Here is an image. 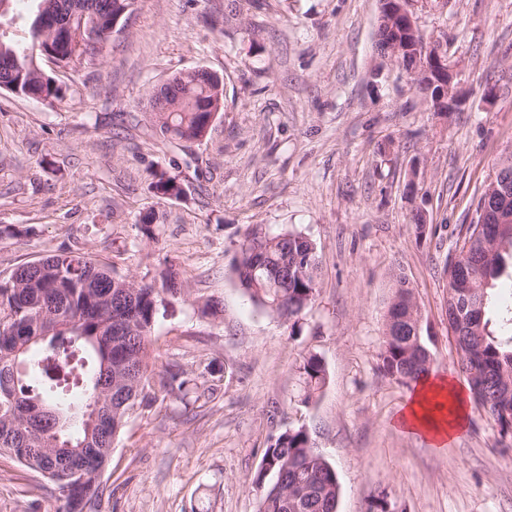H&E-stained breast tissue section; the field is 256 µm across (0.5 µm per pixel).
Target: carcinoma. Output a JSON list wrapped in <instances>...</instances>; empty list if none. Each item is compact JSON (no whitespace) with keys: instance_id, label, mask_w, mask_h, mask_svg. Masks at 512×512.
I'll list each match as a JSON object with an SVG mask.
<instances>
[{"instance_id":"obj_1","label":"carcinoma","mask_w":512,"mask_h":512,"mask_svg":"<svg viewBox=\"0 0 512 512\" xmlns=\"http://www.w3.org/2000/svg\"><path fill=\"white\" fill-rule=\"evenodd\" d=\"M92 11L85 24L112 26V14L124 0H82ZM32 19L30 42L19 47L0 29V57L5 59L0 80L16 95H37L51 103L60 97L59 76L46 70L38 75L33 60L43 51L57 55L62 67L83 63L70 46L49 42ZM403 64L417 72L416 86L437 112L448 111L431 89L436 79L428 58L415 49L401 54ZM164 91L168 108L150 113L156 133L171 144L187 145L208 131L212 113L205 111L216 85L192 72L172 76ZM150 188L161 200L180 199L185 184L176 174L151 173ZM483 191L454 253L448 256V299L458 298L461 319L450 324L457 352L467 373L472 399L494 419L503 435L512 434V334L489 330L487 312L497 301L496 281L508 274L512 260V223H499L494 205ZM319 262L314 243L294 231L253 226L239 246L233 271L249 299L290 327L315 297ZM181 292L179 272L161 273V285L139 284L117 273L112 263L81 250L61 251L25 263L0 279V456L6 455L41 474L58 491V512H99L102 473L112 445L129 415L150 405L156 392L186 391L182 370H169L150 382V344L165 296ZM385 341L378 368L403 384L417 382L433 367V335L423 325L420 307L404 277L385 314ZM302 401L316 398L327 382L324 362L316 355L298 367ZM105 379L93 429L81 425L74 433L66 425L36 412V405L69 406L54 400L68 386L83 388L84 406L96 402L93 380ZM72 443L57 446L56 435ZM81 470L87 487L74 496L61 493L68 472ZM253 483L259 496L256 512H337L339 484L334 467L313 449L308 430L288 429L270 440Z\"/></svg>"}]
</instances>
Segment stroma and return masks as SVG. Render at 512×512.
Here are the masks:
<instances>
[{
    "instance_id": "stroma-1",
    "label": "stroma",
    "mask_w": 512,
    "mask_h": 512,
    "mask_svg": "<svg viewBox=\"0 0 512 512\" xmlns=\"http://www.w3.org/2000/svg\"><path fill=\"white\" fill-rule=\"evenodd\" d=\"M465 103L436 112L377 49L379 0H137L104 56L61 76L47 103L0 91V278L68 248L140 283L183 272L152 369L195 384L130 415L102 477L101 512H255L271 436L306 426L335 468L338 512H512V439L470 404L444 448L396 420L412 387L378 371L396 275L437 336L433 369L465 383L448 333L444 265L512 153V0H412ZM198 66L224 78V110L200 143L164 142L148 93ZM188 191L161 200L154 171ZM422 210L424 226L412 223ZM159 216L154 239L136 227ZM297 229L320 261L299 331L259 310L232 271L248 229ZM215 311L203 308L205 300ZM325 387L301 401L297 366ZM0 459V512H55L53 488ZM302 382V401L309 404L316 398L327 382V371L324 362L316 355L303 358L298 367Z\"/></svg>"
}]
</instances>
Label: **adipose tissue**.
<instances>
[{
  "label": "adipose tissue",
  "mask_w": 512,
  "mask_h": 512,
  "mask_svg": "<svg viewBox=\"0 0 512 512\" xmlns=\"http://www.w3.org/2000/svg\"><path fill=\"white\" fill-rule=\"evenodd\" d=\"M467 389L436 373L421 378L398 423L411 434H420L434 446L444 447L467 424Z\"/></svg>",
  "instance_id": "ef3b65f1"
}]
</instances>
